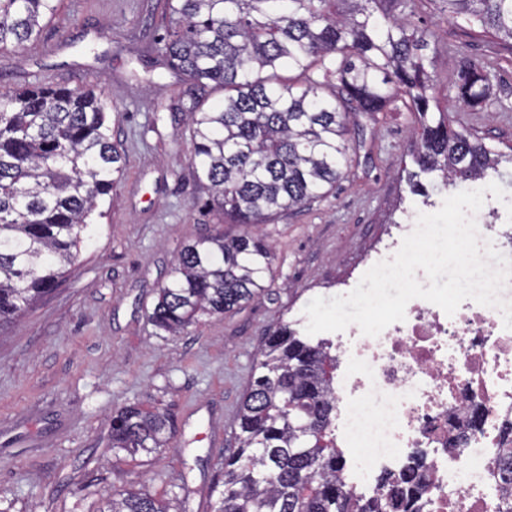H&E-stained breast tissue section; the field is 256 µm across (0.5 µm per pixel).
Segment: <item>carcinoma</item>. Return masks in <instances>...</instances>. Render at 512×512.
Returning a JSON list of instances; mask_svg holds the SVG:
<instances>
[{
  "label": "carcinoma",
  "mask_w": 512,
  "mask_h": 512,
  "mask_svg": "<svg viewBox=\"0 0 512 512\" xmlns=\"http://www.w3.org/2000/svg\"><path fill=\"white\" fill-rule=\"evenodd\" d=\"M438 18L477 23L512 42V0H432ZM60 0H0V51L40 38ZM164 54L192 87L224 92L189 108L196 180L214 207L245 227L181 248L148 314L178 336L200 318L259 299L273 281V248L251 227L325 197L353 166L352 112H390L401 97L418 115L408 173L448 190L501 163V152L440 104L434 33L415 0H167ZM292 76L284 78L281 70ZM491 71L462 64L448 98L458 112L499 107ZM106 111L92 87L29 84L0 92V324L51 294L79 256L90 216L122 173ZM336 359L281 323L265 337L224 453L218 512H413L424 482L394 480L386 503L359 505L342 480L330 432ZM170 412L130 403L112 415L110 447L149 454L173 439ZM105 512H169L147 491L112 492Z\"/></svg>",
  "instance_id": "1"
}]
</instances>
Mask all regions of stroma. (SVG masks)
<instances>
[{"instance_id":"35a3bbf8","label":"stroma","mask_w":512,"mask_h":512,"mask_svg":"<svg viewBox=\"0 0 512 512\" xmlns=\"http://www.w3.org/2000/svg\"><path fill=\"white\" fill-rule=\"evenodd\" d=\"M435 33L440 89L468 59L495 73L501 104L457 118L491 145L512 144V43L454 26L418 0ZM166 0H63L39 41L0 52V91L31 83L93 87L109 107L123 172L57 290L0 329V512H101L112 489L142 487L182 512H216L224 452L262 339L278 321L306 326V305L342 295L411 193L416 116L349 117L358 163L324 198L258 231L274 246V281L258 302L203 318L188 334L155 330L147 314L181 246L221 224L193 174L186 106L194 89L144 44L166 35ZM171 407L169 447L129 455L108 448L113 411Z\"/></svg>"}]
</instances>
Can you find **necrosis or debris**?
Listing matches in <instances>:
<instances>
[{
    "mask_svg": "<svg viewBox=\"0 0 512 512\" xmlns=\"http://www.w3.org/2000/svg\"><path fill=\"white\" fill-rule=\"evenodd\" d=\"M336 349L337 447L357 460L342 473L358 497L384 495L373 474L420 462V512H506L496 460L512 423V330L500 310L467 300L454 315L411 300L379 336L357 325L326 335Z\"/></svg>",
    "mask_w": 512,
    "mask_h": 512,
    "instance_id": "1",
    "label": "necrosis or debris"
}]
</instances>
